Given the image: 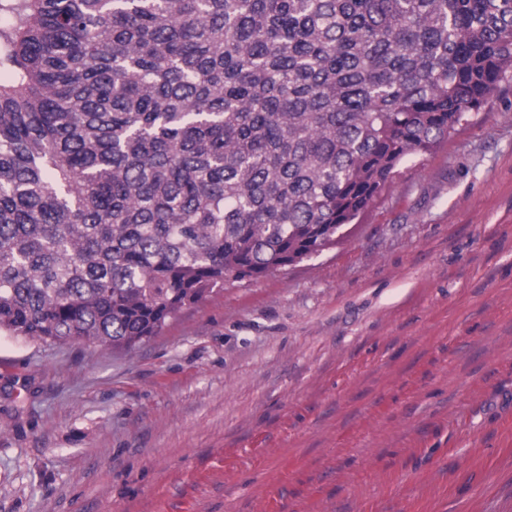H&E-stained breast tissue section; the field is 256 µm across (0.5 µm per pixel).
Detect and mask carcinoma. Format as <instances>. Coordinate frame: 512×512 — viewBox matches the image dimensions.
<instances>
[{
	"label": "carcinoma",
	"instance_id": "carcinoma-1",
	"mask_svg": "<svg viewBox=\"0 0 512 512\" xmlns=\"http://www.w3.org/2000/svg\"><path fill=\"white\" fill-rule=\"evenodd\" d=\"M0 332L129 348L332 244L512 81V0H0Z\"/></svg>",
	"mask_w": 512,
	"mask_h": 512
}]
</instances>
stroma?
<instances>
[{
  "label": "stroma",
  "mask_w": 512,
  "mask_h": 512,
  "mask_svg": "<svg viewBox=\"0 0 512 512\" xmlns=\"http://www.w3.org/2000/svg\"><path fill=\"white\" fill-rule=\"evenodd\" d=\"M0 512H512V82L132 349L0 333Z\"/></svg>",
  "instance_id": "stroma-1"
}]
</instances>
